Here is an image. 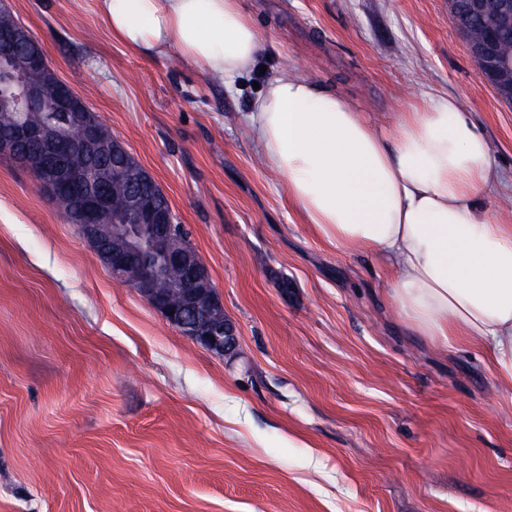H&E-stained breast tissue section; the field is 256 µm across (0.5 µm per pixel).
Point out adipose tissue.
I'll return each mask as SVG.
<instances>
[{"label": "adipose tissue", "instance_id": "adipose-tissue-1", "mask_svg": "<svg viewBox=\"0 0 512 512\" xmlns=\"http://www.w3.org/2000/svg\"><path fill=\"white\" fill-rule=\"evenodd\" d=\"M114 39L233 84L262 50L244 0H97ZM248 128L290 200L327 240L370 252L421 335L481 349L512 384V225L476 198L496 179L487 141L453 99L430 98L376 130L344 96L284 67Z\"/></svg>", "mask_w": 512, "mask_h": 512}]
</instances>
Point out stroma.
<instances>
[{
    "mask_svg": "<svg viewBox=\"0 0 512 512\" xmlns=\"http://www.w3.org/2000/svg\"><path fill=\"white\" fill-rule=\"evenodd\" d=\"M166 194L237 330L218 357L113 279L0 158V512H512V387L420 335L373 254L323 238L245 123L283 66L383 130L426 97L483 131L512 224V104L448 0H247L239 88L113 39L95 0H0Z\"/></svg>",
    "mask_w": 512,
    "mask_h": 512,
    "instance_id": "35a3bbf8",
    "label": "stroma"
}]
</instances>
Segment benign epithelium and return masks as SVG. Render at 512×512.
<instances>
[{"instance_id":"benign-epithelium-1","label":"benign epithelium","mask_w":512,"mask_h":512,"mask_svg":"<svg viewBox=\"0 0 512 512\" xmlns=\"http://www.w3.org/2000/svg\"><path fill=\"white\" fill-rule=\"evenodd\" d=\"M451 23L466 40L482 79L497 97L512 102V55L499 52L498 36L512 29V0H448ZM485 36H469L470 21ZM30 32L17 23L0 28V81L18 90L0 95V109L19 112L0 130V157L27 168L49 195L72 193L79 208L68 217L93 247L112 277L133 288L166 322L205 351L222 357L235 350L234 326L224 319V302L197 251L178 243L180 229L170 206L149 194L155 179L141 164L126 162L129 152L84 100L50 68L42 54L23 46ZM80 129L73 138L68 129ZM114 179L130 190L113 204ZM173 278L179 301L157 288Z\"/></svg>"}]
</instances>
